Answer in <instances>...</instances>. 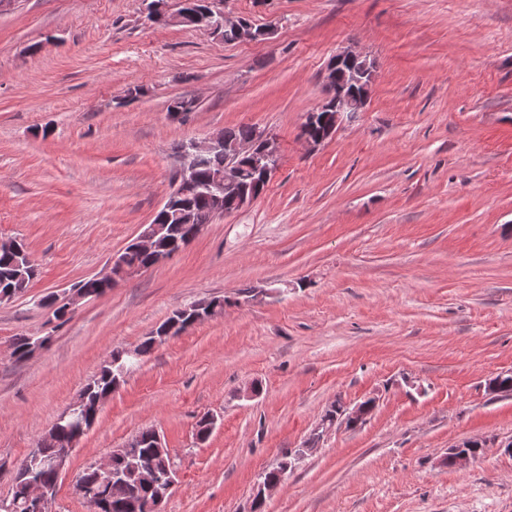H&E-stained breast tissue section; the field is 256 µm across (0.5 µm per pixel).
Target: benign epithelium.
Returning <instances> with one entry per match:
<instances>
[{
	"instance_id": "benign-epithelium-1",
	"label": "benign epithelium",
	"mask_w": 512,
	"mask_h": 512,
	"mask_svg": "<svg viewBox=\"0 0 512 512\" xmlns=\"http://www.w3.org/2000/svg\"><path fill=\"white\" fill-rule=\"evenodd\" d=\"M210 17L217 18L218 26H233L238 34V41H253L255 33L247 24H239L238 19L224 11V0H213ZM373 80L361 85V90L349 89L348 85L338 80V75L327 72L325 77L326 102L334 112L333 122L328 129V136L322 139L314 140L309 137L307 130L316 122L317 114L307 112L304 115L300 126V139L314 150L328 140L332 139L342 122L349 114L353 112H362L368 105ZM190 151L183 157L182 166L175 180L174 188L170 197L175 199L183 193L187 186L195 184V171L197 162L204 156L224 150V169L216 172L212 178V184L215 191L209 194L211 206L216 214H231L256 200V196L246 188L237 184L234 178V170L238 165L240 155L250 154L255 172L264 178H268L276 171L280 160V145L276 134L266 129H255L253 144L235 146L224 142V136L218 133L205 141H192L189 143ZM230 193L234 197L232 207L224 208V194ZM160 234V227L156 224H146L141 234L133 240L122 252L111 257L109 261V271L104 275L97 276L107 285H114L118 281L129 278L143 271L137 262L131 260V254L135 251H148L155 253L156 264L168 261L174 256V253L168 250H159L155 239ZM100 401L90 402L86 399H80L75 404L66 408L56 419V425H66L75 432V438L68 447L60 449L54 456L46 459L39 452L33 450L29 453L26 465L17 476V480L25 484V504L28 512H48V506L51 497L56 491V487L48 486L41 482L39 471L49 466L55 470L57 476H62L65 472L67 460L70 453L76 448L81 438L89 432L97 420V414L102 408ZM469 441L465 440L453 448L449 449L448 456L443 459V463L450 467H462L475 460L469 451ZM313 452L309 445H303L300 448L288 453V456L281 457L275 463L280 470V480H285L289 471L293 470L296 463L306 454ZM121 449L115 448L102 460L93 464L97 469L99 478L110 480L119 474L118 468L112 466V459L119 457ZM141 481L144 484L157 488L155 496L147 501L132 500L128 505L129 512H161V505L168 493L177 483V469L174 466H166L164 471L160 472L151 466L141 473Z\"/></svg>"
}]
</instances>
